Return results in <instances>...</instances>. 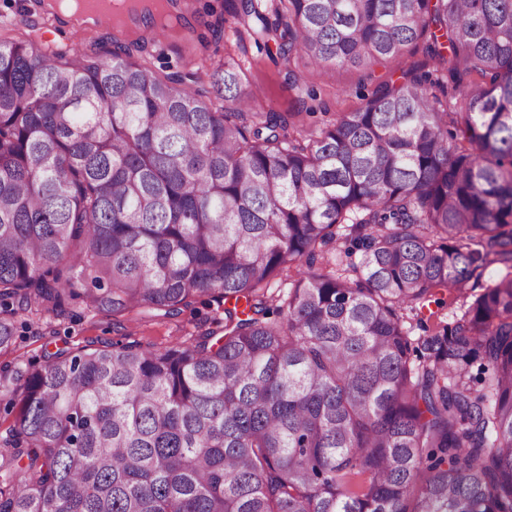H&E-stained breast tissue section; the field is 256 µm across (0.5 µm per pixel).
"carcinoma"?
Segmentation results:
<instances>
[{"label": "carcinoma", "instance_id": "1", "mask_svg": "<svg viewBox=\"0 0 512 512\" xmlns=\"http://www.w3.org/2000/svg\"><path fill=\"white\" fill-rule=\"evenodd\" d=\"M226 3L324 74L419 39L435 71L309 129L143 37L0 39V352L21 311L223 312L1 367L0 512H512V272L423 315L512 264V0Z\"/></svg>", "mask_w": 512, "mask_h": 512}]
</instances>
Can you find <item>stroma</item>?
Listing matches in <instances>:
<instances>
[{
  "label": "stroma",
  "mask_w": 512,
  "mask_h": 512,
  "mask_svg": "<svg viewBox=\"0 0 512 512\" xmlns=\"http://www.w3.org/2000/svg\"><path fill=\"white\" fill-rule=\"evenodd\" d=\"M177 10L189 21L187 27L171 26L165 43H148L145 54L157 69L194 70L202 51L214 59L240 64L244 70V87L253 95L256 112H294L299 101L311 100L316 110L310 124H320L324 117H336L357 110L364 95L376 84L390 79L400 68H431L424 45H417L401 61H386L372 69L344 68L331 75L315 72L308 60L299 55L283 57L257 47L246 31L227 21L220 39H212L206 27L213 14L222 13L224 0H179ZM0 37H26L36 46L54 45L82 53H106L120 43L111 28H76L55 15L43 13L38 0H0ZM208 46H201V39ZM216 314L215 307L195 302L177 317L157 319L137 314L107 316L84 306L72 308L59 316L41 312L38 321L29 314L16 317L17 332L10 350L0 353V366L16 369L41 360L45 351L59 348L77 349L88 344L102 345L116 341L154 344L164 347L199 336Z\"/></svg>",
  "instance_id": "stroma-1"
}]
</instances>
